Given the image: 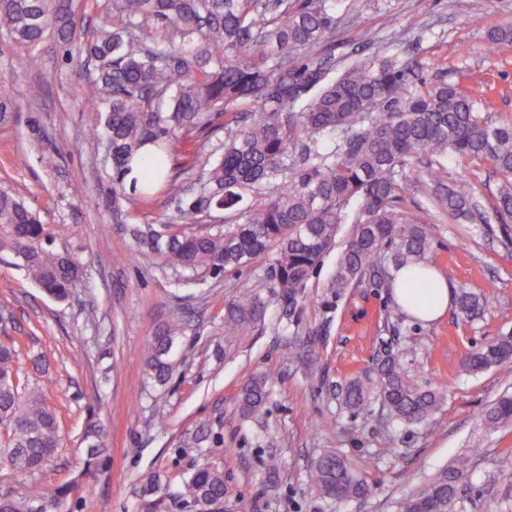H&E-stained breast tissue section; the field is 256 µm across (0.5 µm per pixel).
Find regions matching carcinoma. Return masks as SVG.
Masks as SVG:
<instances>
[{
    "label": "carcinoma",
    "instance_id": "cac0c4a2",
    "mask_svg": "<svg viewBox=\"0 0 512 512\" xmlns=\"http://www.w3.org/2000/svg\"><path fill=\"white\" fill-rule=\"evenodd\" d=\"M112 21L80 42L76 0H0V29L17 43L46 40L75 48L95 65L84 79L92 111L87 136L112 145V186L106 202L135 242L132 257L176 274L196 275L269 262L272 287L298 322L300 298L323 257L337 244L340 225L354 229L344 241L329 287L336 297L368 282L390 288L395 273L428 264L436 218L399 208L414 164L426 161L425 184L436 207L475 224H499L512 241V120L494 121L487 102L444 79L426 80L420 66L400 54H375L336 69L327 53L336 29L329 0H109ZM183 152L188 179L174 183L169 158ZM152 162L143 187L125 184L132 165ZM485 160L501 177L486 206L470 182L445 184L448 157ZM173 190L170 222H137L134 210L154 189ZM67 226L48 228L10 188L0 185V251L19 261L48 297L64 301L81 261L49 249ZM489 298L466 288L455 306L467 320ZM264 301L253 296L224 305V331L244 335L261 322ZM181 319L160 326L148 344L144 373L164 383L171 353L183 335ZM512 360V332L471 351L462 367L484 372ZM269 375L249 379L240 414L261 412ZM444 387L419 386L402 358L387 351L362 376L345 381L340 405L365 409L374 400L386 421L407 429L429 423L445 399ZM487 433L512 427V395L479 418ZM104 428L87 422L81 444L86 469L105 453ZM61 442L60 422L42 388L21 381L15 342L0 341V473L18 482L41 471ZM470 454L406 493L397 512H466ZM310 482L326 499L367 494L362 464L336 452L319 455ZM75 482L30 496L21 485L0 489V512L49 510L64 502ZM181 495L196 512L224 501V475L201 468L183 481Z\"/></svg>",
    "mask_w": 512,
    "mask_h": 512
}]
</instances>
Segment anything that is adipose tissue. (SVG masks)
<instances>
[{"label":"adipose tissue","instance_id":"obj_1","mask_svg":"<svg viewBox=\"0 0 512 512\" xmlns=\"http://www.w3.org/2000/svg\"><path fill=\"white\" fill-rule=\"evenodd\" d=\"M394 294L408 315L423 323L445 315L451 299L446 277L430 266L414 274L399 271L395 276Z\"/></svg>","mask_w":512,"mask_h":512}]
</instances>
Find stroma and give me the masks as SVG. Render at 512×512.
I'll use <instances>...</instances> for the list:
<instances>
[{"label":"stroma","instance_id":"stroma-1","mask_svg":"<svg viewBox=\"0 0 512 512\" xmlns=\"http://www.w3.org/2000/svg\"><path fill=\"white\" fill-rule=\"evenodd\" d=\"M348 2L335 0L338 24L329 45L336 62L402 52L417 59L423 77L485 93L493 119H512V44L488 50L491 31L512 27V0H378L355 20ZM366 30L372 42L364 41ZM1 79L14 114L0 124V184L12 187L43 224L69 225L53 248L84 263L70 297L55 301L34 287L12 254L0 252V340L21 341L20 373L44 388L62 426L53 461L26 481L31 495L83 470L79 437L97 413L107 425L106 452L64 512H138L153 480L164 512H191L177 492L183 477L202 467L224 472L220 512H395L401 496L474 443L483 454L467 475L468 512H512V427L489 435L478 423L490 404L512 393V361L477 375L461 365L466 353L512 330V246L501 244L499 231L446 215L430 254L432 265L449 273L451 291L489 296L477 321L452 307L429 325L410 317L387 323L392 297L384 289L363 286L334 297L331 253L310 278L300 322L290 329L288 304L271 288L268 265L185 285L131 261L133 241L105 205L112 169L83 138L91 114L80 91V54L49 44L28 49L0 35ZM45 150L56 152V167L41 164ZM448 171L492 202L500 179L488 162L456 158ZM254 295L266 303L264 320L249 335H225V302ZM175 317L186 329L172 353V373L165 384H147L141 353ZM312 331L315 357L303 363L292 342ZM409 339L417 345L409 366L417 383L447 389L429 424L386 427L375 402L357 413L340 408L339 384L368 371L385 344ZM264 372L274 376L264 411L243 418L239 392ZM202 426L209 440L187 447ZM326 451L365 464L363 501H326L311 487L310 464ZM273 463L287 472V482H267Z\"/></svg>","mask_w":512,"mask_h":512}]
</instances>
